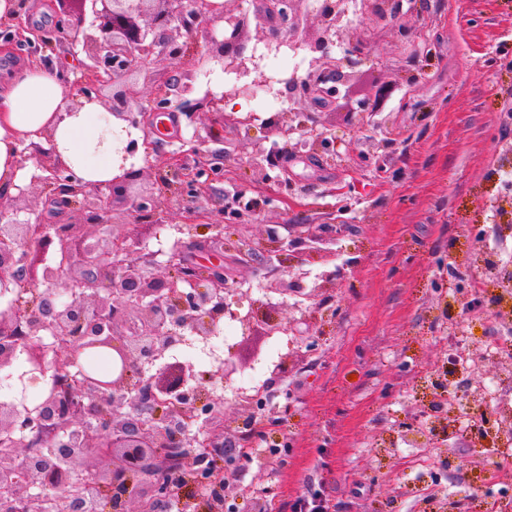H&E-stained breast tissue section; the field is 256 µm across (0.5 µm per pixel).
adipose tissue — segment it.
<instances>
[{
  "label": "adipose tissue",
  "mask_w": 512,
  "mask_h": 512,
  "mask_svg": "<svg viewBox=\"0 0 512 512\" xmlns=\"http://www.w3.org/2000/svg\"><path fill=\"white\" fill-rule=\"evenodd\" d=\"M139 132L105 112L97 100L70 102L63 72L25 63L0 74V195L28 184L37 169L23 162L24 145L49 140L58 158L84 185L111 182L130 167L124 148Z\"/></svg>",
  "instance_id": "1"
}]
</instances>
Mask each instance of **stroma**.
Returning a JSON list of instances; mask_svg holds the SVG:
<instances>
[{"label":"stroma","mask_w":512,"mask_h":512,"mask_svg":"<svg viewBox=\"0 0 512 512\" xmlns=\"http://www.w3.org/2000/svg\"><path fill=\"white\" fill-rule=\"evenodd\" d=\"M25 17L76 84L88 59L55 35L49 0H31ZM343 25L332 56L357 41L365 50L328 105L289 91L288 77L305 75L316 56L284 50L263 59L281 81L278 93L258 91L242 113L203 111L192 120L180 109L181 88L215 50L222 28L170 32L183 48L181 66L161 57L119 86L133 106L159 91L170 100L173 136L142 156L141 182L151 186L170 155L198 145L224 157L223 180L202 200L206 210H239L249 220L178 232L186 205L164 191L159 200L172 228L157 234L132 222L125 230L155 254L162 275L171 248L204 264L211 256L196 245L215 233L241 246L224 256L243 294L234 316L210 343L191 338L173 351L213 373L208 389L223 406L225 447H240L245 433L240 394L257 387L267 400L258 420L281 458L237 459L223 490L230 512H290L302 497L325 500L328 512H429L420 489L430 476L440 501L456 502L476 487L512 512L505 457L477 452L459 431L445 447L428 449L420 468L422 453L398 429L424 425L427 387L451 339L481 364L490 398L512 394V363L490 346L507 330L490 285L512 269V233L501 232L508 216L497 208L498 198L512 196V0H399L388 19L353 8ZM375 101L379 110L363 111ZM291 111L310 120L285 139L267 120ZM318 136L334 149L314 161L303 143ZM266 150L280 166L267 164ZM15 205L49 224L81 219L78 207L52 205L41 186ZM271 230L288 240L310 230L323 236L303 266L289 269L262 248ZM294 280L302 292L268 289ZM260 297L282 331L244 325ZM312 306L317 316L309 315ZM231 354L242 370L226 380L219 361Z\"/></svg>","instance_id":"35a3bbf8"}]
</instances>
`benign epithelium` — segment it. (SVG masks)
I'll return each instance as SVG.
<instances>
[{
	"instance_id": "benign-epithelium-1",
	"label": "benign epithelium",
	"mask_w": 512,
	"mask_h": 512,
	"mask_svg": "<svg viewBox=\"0 0 512 512\" xmlns=\"http://www.w3.org/2000/svg\"><path fill=\"white\" fill-rule=\"evenodd\" d=\"M212 0H51L57 14L58 31H78L86 15L93 17L97 34L88 35L83 50L90 64L79 85L80 96L100 99L99 87L117 84L137 68H147L159 56L180 61V47L155 35L158 28L176 24L190 32L203 21L223 24V38L210 60L219 63L224 74L235 80L236 94L248 95L256 89H273L255 54H246L242 42L249 16ZM350 0H320L316 9L321 35L312 40L301 27V0H263L267 23H288V37L272 31L267 49L283 47L294 53L319 51L320 65L301 79H291V88L320 103L336 97L335 83L342 80L344 61L331 56L329 46L349 10ZM362 9L378 18L393 13L392 0H361ZM157 3L161 9L151 12ZM43 38L35 35L22 18L14 24L0 22V47L13 53L37 57ZM225 95L208 91L198 101H187L183 111L194 119L198 107L224 111ZM170 101L165 93L149 100L148 110L165 112ZM125 95H112V115L139 126ZM50 164L36 163L39 174L30 185L56 187L65 202L76 203L84 224L114 223V202L120 197L126 212L137 223L168 226L167 212L153 189L135 190L140 171L128 170L104 185L86 186L48 152ZM176 177L174 193L194 200L205 197L212 181L223 176L219 155L198 148L169 159ZM140 241L128 235H114L106 243L80 235L75 224H44L39 218L14 219L13 200L0 196V291L14 286V298L0 308V375L17 377L25 387L40 379L48 387L40 401L30 407L16 397L0 400V436L9 440L0 448V482L19 512H86L83 495L67 487L83 486L105 500L103 512H143L144 503L152 512H165L179 487L160 480L138 466L133 458H163L179 451L185 466L180 480L193 484L214 481L224 455V441L208 437L210 454L197 456L191 448L203 445V438L190 435L186 423L209 417L214 402L202 384L204 373L179 361L156 362L176 346L186 342V334L206 342L218 335L224 316L233 313L235 289L221 264L186 265L188 273H170L159 278L127 259L138 250ZM263 246L283 258L290 267L304 261L301 240L286 242L268 235ZM56 255L50 262L46 255ZM41 285L44 290L36 289ZM108 297L100 298V291ZM250 325L268 331L281 328L268 302L251 301L246 315ZM107 348L112 352V375L105 381L87 376L80 354L88 349ZM156 367L154 374L137 382L131 371L136 365ZM482 370L474 366L468 387L471 404L481 417L488 414ZM196 386L187 387L190 379ZM433 432L438 434L455 417L445 410L446 383L431 382ZM44 435V446L56 450V461L45 464L26 452L33 447L30 433Z\"/></svg>"
}]
</instances>
